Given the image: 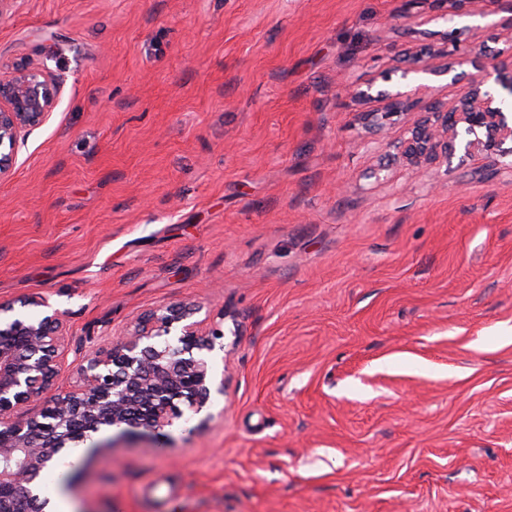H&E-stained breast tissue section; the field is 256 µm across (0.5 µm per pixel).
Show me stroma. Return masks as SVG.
Wrapping results in <instances>:
<instances>
[{
  "mask_svg": "<svg viewBox=\"0 0 512 512\" xmlns=\"http://www.w3.org/2000/svg\"><path fill=\"white\" fill-rule=\"evenodd\" d=\"M11 0L0 61L59 85L0 182V301L85 350L201 305L225 382L164 435L102 428L83 512H512V168L416 172L340 97L512 0ZM104 439L115 446L97 451Z\"/></svg>",
  "mask_w": 512,
  "mask_h": 512,
  "instance_id": "obj_1",
  "label": "stroma"
}]
</instances>
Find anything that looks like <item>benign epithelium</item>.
Segmentation results:
<instances>
[{"mask_svg": "<svg viewBox=\"0 0 512 512\" xmlns=\"http://www.w3.org/2000/svg\"><path fill=\"white\" fill-rule=\"evenodd\" d=\"M483 2L448 0V9L425 23ZM502 29L511 33V45L493 56L485 54L484 41L464 43L456 32L443 31V46L424 49L408 67L382 70L366 88H345L342 95L378 103V110L363 116L382 126L417 106L430 85L375 92L377 82L389 83L396 74H448L451 84L462 85L459 98L446 108L426 103L425 117L397 143L396 157L412 168L448 163L476 149L512 157V146L505 147L512 142V113L503 107L505 97H512V17ZM57 96L58 83L47 71L0 62V147H8L0 151V181L11 175L17 141L50 119ZM196 313L176 303L145 314L112 347L88 351L77 367L79 384L68 390L56 386L68 342L65 314L18 317L0 326V512H7L9 499L44 512L38 479L66 442L82 441L101 426L158 433L183 415L180 405L199 413L211 391L224 392V383L213 386L208 361L194 356L212 349L223 333L194 319Z\"/></svg>", "mask_w": 512, "mask_h": 512, "instance_id": "7a95c632", "label": "benign epithelium"}]
</instances>
